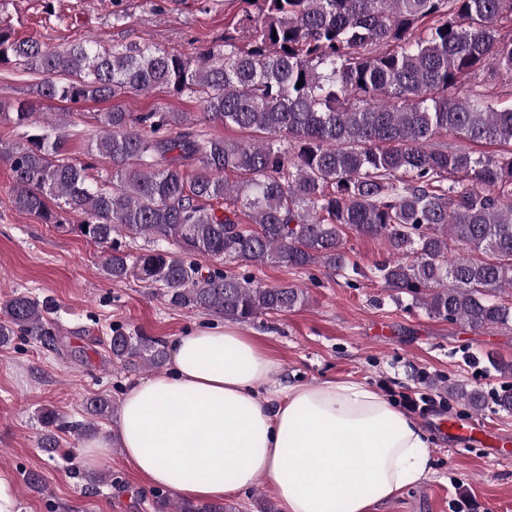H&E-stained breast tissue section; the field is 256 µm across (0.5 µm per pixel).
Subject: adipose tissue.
Listing matches in <instances>:
<instances>
[{
    "instance_id": "adipose-tissue-1",
    "label": "adipose tissue",
    "mask_w": 512,
    "mask_h": 512,
    "mask_svg": "<svg viewBox=\"0 0 512 512\" xmlns=\"http://www.w3.org/2000/svg\"><path fill=\"white\" fill-rule=\"evenodd\" d=\"M168 346L169 369L133 383L113 433L83 444L86 467L117 446L148 487L190 501L263 478L281 512H378L431 471L424 429L364 383L278 387L280 363L232 324Z\"/></svg>"
}]
</instances>
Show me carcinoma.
<instances>
[{"label": "carcinoma", "mask_w": 512, "mask_h": 512, "mask_svg": "<svg viewBox=\"0 0 512 512\" xmlns=\"http://www.w3.org/2000/svg\"><path fill=\"white\" fill-rule=\"evenodd\" d=\"M224 43L194 59L143 44L89 42L52 49L13 37L0 22V64L41 76L36 94L72 104L109 100L162 85L194 96L198 114L158 106L113 107L94 119L100 135L88 154L111 163L99 180L91 162L67 156L69 134L47 131L28 101L0 107V124L22 140L0 138L13 178V207L101 248L102 271L162 289L169 305L249 322L303 306L307 292L232 275L221 265L317 267L357 275L344 233L382 237L389 256L375 274L408 310L479 331L512 328V104L499 93L455 96L483 71L512 75V0H241ZM302 86H297L298 82ZM212 123L260 132L227 140ZM451 133L496 144L492 155L448 150ZM242 181L230 184L224 173ZM80 213L79 224L66 214ZM150 240L134 255L121 239ZM462 247L454 253L448 241ZM211 264L204 266L198 258ZM54 305L15 294L0 304V345L28 337L52 346ZM112 361L136 371L167 362L162 341L112 329ZM456 394L481 408L484 393ZM42 447L56 432L94 429L41 412ZM154 512H232L220 501L172 502Z\"/></svg>", "instance_id": "cac0c4a2"}]
</instances>
